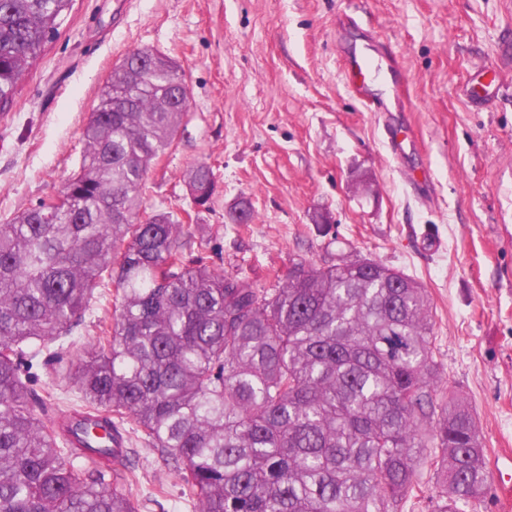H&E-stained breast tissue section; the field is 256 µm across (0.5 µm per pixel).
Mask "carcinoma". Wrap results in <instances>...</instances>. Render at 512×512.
Returning <instances> with one entry per match:
<instances>
[{
	"label": "carcinoma",
	"instance_id": "carcinoma-1",
	"mask_svg": "<svg viewBox=\"0 0 512 512\" xmlns=\"http://www.w3.org/2000/svg\"><path fill=\"white\" fill-rule=\"evenodd\" d=\"M73 4L0 0V111ZM154 54L112 68L58 196L0 223V512H140L120 485L135 464L109 446L125 421L196 512H401L412 496L475 512L483 438L465 401L433 399L422 284L371 259H300L281 286L255 288L213 266L190 213L139 218L150 167L187 116L180 67ZM188 188L209 207L208 163ZM106 279L112 316L85 356L75 332ZM65 338L84 448L42 419L67 412L23 374Z\"/></svg>",
	"mask_w": 512,
	"mask_h": 512
}]
</instances>
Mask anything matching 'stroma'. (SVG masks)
<instances>
[{"label": "stroma", "instance_id": "obj_1", "mask_svg": "<svg viewBox=\"0 0 512 512\" xmlns=\"http://www.w3.org/2000/svg\"><path fill=\"white\" fill-rule=\"evenodd\" d=\"M369 35L403 72L401 89L371 86L386 116L364 110L341 67ZM137 48L175 58L190 90L143 211L191 209L185 175L203 160L217 188L197 221L224 272L274 288L297 259L361 256L422 283L437 398L473 407L487 454L512 449V0H75L0 112V222L57 195L101 87ZM387 122L411 126L419 150L393 156ZM418 168L429 184H411ZM242 198L246 224L231 218ZM72 357L34 364L30 386L80 404ZM119 430L141 512H195L158 453Z\"/></svg>", "mask_w": 512, "mask_h": 512}]
</instances>
